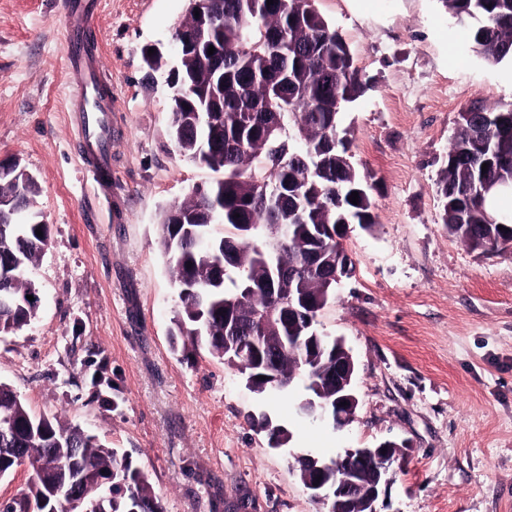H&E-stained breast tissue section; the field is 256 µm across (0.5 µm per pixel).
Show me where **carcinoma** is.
Segmentation results:
<instances>
[{"mask_svg":"<svg viewBox=\"0 0 512 512\" xmlns=\"http://www.w3.org/2000/svg\"><path fill=\"white\" fill-rule=\"evenodd\" d=\"M218 27L214 39L224 42V98L214 103L224 122L204 131L179 130L180 112L194 97L171 100L170 135L185 157L205 164L221 177L204 188L194 187L189 197L160 214L159 245L173 270L177 288L192 279L193 291L179 294L181 307L169 330L173 350L192 348L224 359V316L238 309L244 314L266 311L274 297L305 300L301 309L312 319L328 305L320 299L322 282L306 269L307 228L315 224L375 223L367 186L347 158V138L341 130L345 109L370 89L354 64L342 33L315 7L316 0H216ZM459 25L470 28L474 51L494 64H512V0H443ZM180 76L199 90L210 72L190 70L183 63ZM485 114L477 128L466 114ZM459 130L446 154L437 193L443 224L464 243L482 239L494 249L512 248V213L498 216L502 227H487L493 206L482 197L477 181L512 176V106L465 105ZM214 149L212 160L196 154L195 141ZM308 161L307 171L297 158ZM488 164L482 171V164ZM276 180L279 202L270 207L251 205L246 221L252 232L238 235L234 214L245 200L258 194L260 184ZM358 192V204L349 201ZM41 230L37 235L35 230ZM11 256L16 268L8 288L32 292L30 277L48 237L46 224H9ZM329 236L320 249L331 260L336 253L350 258L341 239ZM237 242L235 256L224 269V280L214 283L211 270L224 239ZM273 254L290 276L271 282L261 254ZM0 259V262L6 261ZM252 291L242 293V288ZM38 306L17 296L0 308V333L21 329L37 316ZM304 323L282 318L277 329L256 325L249 335L301 336V345L285 346L279 353V371L297 382L330 360L335 341L328 336L308 338ZM0 448H20L31 466L19 497L0 504V512H65L68 498L51 490L79 489L81 504L74 512H163L148 475L127 457L93 436L58 418L37 417L7 383L0 382Z\"/></svg>","mask_w":512,"mask_h":512,"instance_id":"carcinoma-1","label":"carcinoma"}]
</instances>
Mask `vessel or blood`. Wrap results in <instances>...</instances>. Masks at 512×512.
<instances>
[{
  "instance_id": "1",
  "label": "vessel or blood",
  "mask_w": 512,
  "mask_h": 512,
  "mask_svg": "<svg viewBox=\"0 0 512 512\" xmlns=\"http://www.w3.org/2000/svg\"><path fill=\"white\" fill-rule=\"evenodd\" d=\"M96 8L97 0H69L66 42L69 73L77 89L72 109L79 114L82 137L93 149L92 155L85 158L84 165L91 183L101 190L109 179V108L97 100L95 88L101 83V71L86 42Z\"/></svg>"
}]
</instances>
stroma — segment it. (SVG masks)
I'll use <instances>...</instances> for the list:
<instances>
[{
  "label": "stroma",
  "instance_id": "stroma-1",
  "mask_svg": "<svg viewBox=\"0 0 512 512\" xmlns=\"http://www.w3.org/2000/svg\"><path fill=\"white\" fill-rule=\"evenodd\" d=\"M90 33L111 110V189L94 193L71 104L64 0H0V160L31 173L51 244L36 318L0 333V381L129 456L165 512H320L300 454L405 447L378 512H512V248L479 253L441 221L437 180L461 107L512 105V65L469 49L440 0H316L371 88L342 114L375 222L318 318L356 362L357 418L296 414L303 388L258 395L206 353L173 352L180 307L162 209L215 178L167 132L144 52H169L188 0H99ZM289 431L275 450L249 415Z\"/></svg>",
  "mask_w": 512,
  "mask_h": 512
}]
</instances>
